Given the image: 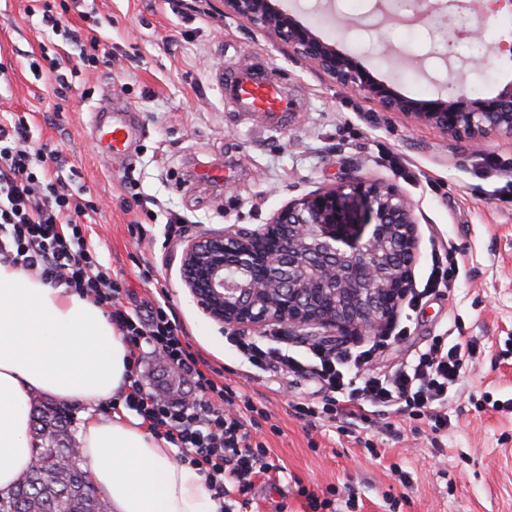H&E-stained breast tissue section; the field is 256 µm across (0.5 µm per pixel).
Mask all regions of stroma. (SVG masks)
Here are the masks:
<instances>
[{"instance_id":"obj_1","label":"stroma","mask_w":512,"mask_h":512,"mask_svg":"<svg viewBox=\"0 0 512 512\" xmlns=\"http://www.w3.org/2000/svg\"><path fill=\"white\" fill-rule=\"evenodd\" d=\"M31 4L0 0V59L8 65L0 113L26 117L37 144L59 149L65 167L80 172L99 207L85 222L123 280L125 307L145 308L166 290L194 351L272 414L260 430L274 468L247 494L230 492L229 501L247 498V512H310L297 492L302 486L322 498L332 488L354 495V512H512V203L496 196L512 163V140L493 138L481 152L457 155L437 129L379 111L206 0H95L94 27L69 14V27L97 38L113 65L83 70L60 95L53 74L34 72L31 62L47 48L69 69L76 49L28 15ZM282 4L399 93L448 94V65L432 24L383 19L373 0ZM379 40L417 58L416 67L373 53ZM265 66L296 104L276 127L235 111L221 91L225 71ZM511 81L512 60L495 57L468 74L463 88L492 95ZM102 106L127 112L134 131L129 156L98 152L92 120ZM348 165L395 184L413 202L416 288L433 265L454 268L450 288L401 305L392 324L403 334L371 365L389 372L439 336L475 340L443 431L392 410L356 438L332 422L305 424L292 406L321 399L312 372L253 373L226 341V329L182 284L188 239L265 223L288 201L335 186ZM211 167L223 168V179H204ZM173 213L187 219L176 231L167 226ZM142 368L151 390L194 399L191 382L158 356L146 355Z\"/></svg>"}]
</instances>
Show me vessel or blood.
I'll use <instances>...</instances> for the list:
<instances>
[{"label": "vessel or blood", "instance_id": "b4317fda", "mask_svg": "<svg viewBox=\"0 0 512 512\" xmlns=\"http://www.w3.org/2000/svg\"><path fill=\"white\" fill-rule=\"evenodd\" d=\"M224 98L237 110L254 112L267 124H278L282 114L293 111L294 103L285 96L276 78L255 68L233 70L224 75ZM98 148L107 155L124 154L132 138V126L124 114L97 111L93 119Z\"/></svg>", "mask_w": 512, "mask_h": 512}]
</instances>
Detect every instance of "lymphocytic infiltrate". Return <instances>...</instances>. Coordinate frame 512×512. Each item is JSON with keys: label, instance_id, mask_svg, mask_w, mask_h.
Returning <instances> with one entry per match:
<instances>
[{"label": "lymphocytic infiltrate", "instance_id": "lymphocytic-infiltrate-1", "mask_svg": "<svg viewBox=\"0 0 512 512\" xmlns=\"http://www.w3.org/2000/svg\"><path fill=\"white\" fill-rule=\"evenodd\" d=\"M30 132L26 117L0 116V260L107 307L131 351L124 396L128 409L147 422L155 436L177 448L180 461L204 475L216 503H223L228 486L241 493L251 490L254 476L270 468L268 448L251 435L266 410L204 371V359L194 351L167 300H157L145 312L125 308L122 280L112 277L87 225L80 222L96 211V203L76 196L59 164V150L32 146ZM229 339L252 368L300 367L287 349L235 333ZM146 346L190 376L199 399L176 402L151 391L141 370ZM373 354L370 348L355 354L315 350L314 373L324 400L318 408L296 405L297 417L337 420L363 429L383 410L400 407L409 416L429 419L432 430L447 427L448 394L461 375L463 343L435 339L411 365L352 381L345 366L361 369Z\"/></svg>", "mask_w": 512, "mask_h": 512}]
</instances>
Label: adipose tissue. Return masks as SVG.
<instances>
[{
    "instance_id": "ef3b65f1",
    "label": "adipose tissue",
    "mask_w": 512,
    "mask_h": 512,
    "mask_svg": "<svg viewBox=\"0 0 512 512\" xmlns=\"http://www.w3.org/2000/svg\"><path fill=\"white\" fill-rule=\"evenodd\" d=\"M129 347L100 305L0 261V490L33 462L32 400L86 406L81 457L108 512H215L202 474L140 419L95 414L120 396Z\"/></svg>"
}]
</instances>
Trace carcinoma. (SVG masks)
<instances>
[{"label":"carcinoma","mask_w":512,"mask_h":512,"mask_svg":"<svg viewBox=\"0 0 512 512\" xmlns=\"http://www.w3.org/2000/svg\"><path fill=\"white\" fill-rule=\"evenodd\" d=\"M35 412L34 464L10 489L0 490V512H102L105 501L73 452L68 415L48 406Z\"/></svg>","instance_id":"carcinoma-1"}]
</instances>
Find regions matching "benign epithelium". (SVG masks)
I'll return each mask as SVG.
<instances>
[{"mask_svg":"<svg viewBox=\"0 0 512 512\" xmlns=\"http://www.w3.org/2000/svg\"><path fill=\"white\" fill-rule=\"evenodd\" d=\"M224 13L247 19L337 85L437 128L478 152L494 137L512 138V83L490 97L463 89L445 98L397 93L356 59L299 22L276 0H224ZM414 18L434 23L446 41H480L465 11L421 0ZM418 249L411 201L392 183L353 170L336 186L278 209L256 229L230 225L194 237L182 251L184 286L202 312L239 334L285 325L317 340L374 336L413 290Z\"/></svg>","mask_w":512,"mask_h":512,"instance_id":"7a95c632","label":"benign epithelium"}]
</instances>
